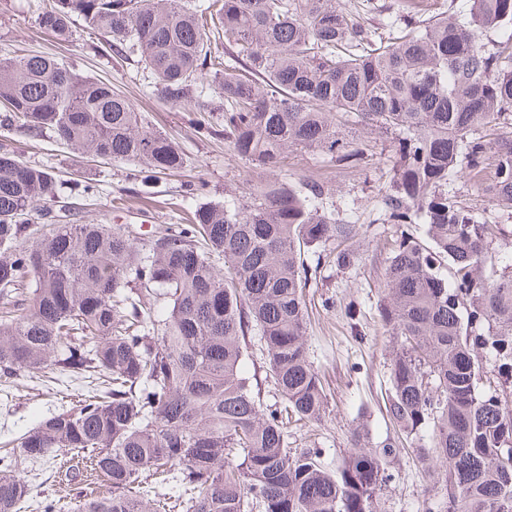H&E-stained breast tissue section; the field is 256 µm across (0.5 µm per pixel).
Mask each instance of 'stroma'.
Masks as SVG:
<instances>
[{"label":"stroma","mask_w":512,"mask_h":512,"mask_svg":"<svg viewBox=\"0 0 512 512\" xmlns=\"http://www.w3.org/2000/svg\"><path fill=\"white\" fill-rule=\"evenodd\" d=\"M52 0H0V58L20 50L52 52L77 72L110 81L136 104L150 127L175 138L186 165L181 173L160 176L157 184L142 183L139 168L85 158L75 165L72 151L55 143L52 133L30 137L0 127V152H15L29 163L52 170L58 180V205L74 207L77 224H133L143 234L161 225L178 223L183 212L200 202L223 204L241 198L248 184L285 181L298 191L318 183L325 211L355 227L351 241L356 258L337 268L327 249L309 253L307 340L310 357L325 386L328 408L321 420L294 425L288 430L292 448H319L323 461L336 467L353 448L354 432L364 428L370 443L398 437L385 405L390 388L389 364L394 342L385 331L378 305L383 290V264L399 235L398 225L387 223L382 196L390 179L392 143L353 128L347 139L352 147L367 146L369 161L355 167L336 165L318 151H290L283 166L256 169L234 152L224 139L196 131L191 105L173 107L157 92L149 74L136 62H112L91 48L81 18H74L68 41L62 42L39 25L40 9ZM204 180V198L187 197L183 184ZM89 181L98 193L87 201L74 185ZM73 386L52 379L21 377L13 386L0 381V440L35 427L49 413L75 398ZM401 452L393 463L395 478L381 498V512H417L432 497L436 484L422 469L415 454V438H401ZM24 476L30 497L20 512H41L40 502L51 500L57 512H72L76 498L107 496L110 484L70 481L60 460L30 465Z\"/></svg>","instance_id":"obj_1"}]
</instances>
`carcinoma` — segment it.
Segmentation results:
<instances>
[{
  "instance_id": "obj_1",
  "label": "carcinoma",
  "mask_w": 512,
  "mask_h": 512,
  "mask_svg": "<svg viewBox=\"0 0 512 512\" xmlns=\"http://www.w3.org/2000/svg\"><path fill=\"white\" fill-rule=\"evenodd\" d=\"M75 16L95 49L138 59L166 103L222 113L214 133L256 168L290 149L362 159L341 128L392 135L387 221L426 238L401 232L386 259L387 412L424 469L444 471L419 512H512V230L448 190L464 173L512 218V136L483 134L512 122V34L484 42L512 28V0L404 7L385 37L337 0H55L39 21L65 41ZM0 104L18 129L81 156L154 176L185 165L128 97L55 56L0 59ZM309 191L263 185L146 238L57 219L32 242L25 216L55 202L56 179L0 153V378L49 370L89 384L7 441L0 512L28 499L24 469L56 452L112 483L79 512H379L396 441L358 442L334 470L322 449L288 447L290 421H318L327 403L306 342V254L351 232L317 207L320 186ZM250 335L281 406H262L244 371ZM171 483L176 499L156 495Z\"/></svg>"
}]
</instances>
